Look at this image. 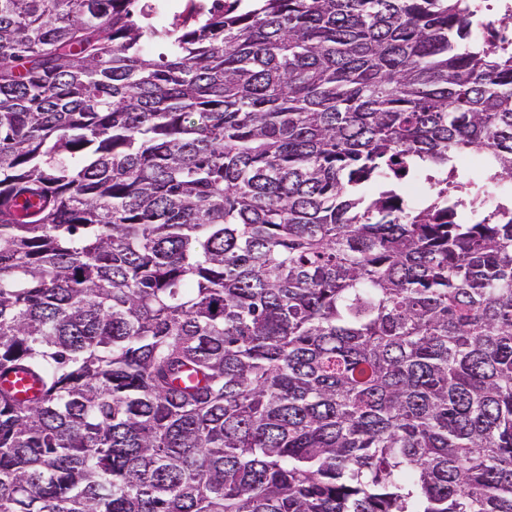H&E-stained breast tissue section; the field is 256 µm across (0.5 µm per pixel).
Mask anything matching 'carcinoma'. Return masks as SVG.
I'll return each mask as SVG.
<instances>
[{"label": "carcinoma", "instance_id": "cac0c4a2", "mask_svg": "<svg viewBox=\"0 0 512 512\" xmlns=\"http://www.w3.org/2000/svg\"><path fill=\"white\" fill-rule=\"evenodd\" d=\"M478 17L0 0V512H512V13ZM433 186L425 172L419 171L404 187V196L412 203L417 202L422 197L429 195Z\"/></svg>", "mask_w": 512, "mask_h": 512}]
</instances>
